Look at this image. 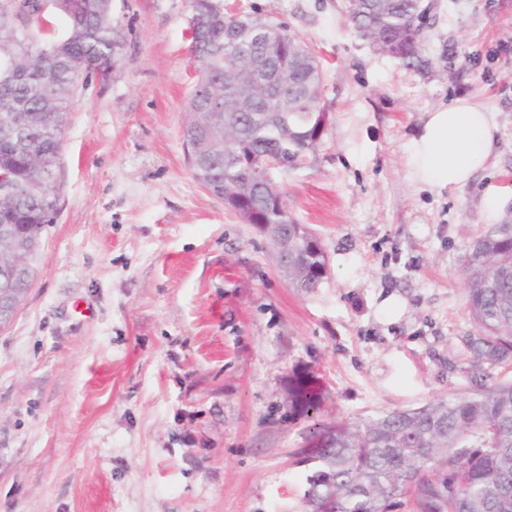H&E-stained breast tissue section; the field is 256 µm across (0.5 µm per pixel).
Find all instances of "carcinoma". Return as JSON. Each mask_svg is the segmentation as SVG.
Segmentation results:
<instances>
[{"mask_svg": "<svg viewBox=\"0 0 512 512\" xmlns=\"http://www.w3.org/2000/svg\"><path fill=\"white\" fill-rule=\"evenodd\" d=\"M40 0H0V224H18L27 243L13 250L0 240V256L21 264L15 287L30 288L38 273L42 231L59 213L54 187L67 113L80 81L98 78L122 49L112 0H53L66 19L47 35ZM419 0H350L349 17L368 29L374 46L401 40L399 58L411 64L421 46L413 27ZM190 13L214 17L187 28L197 63L186 100L183 140L187 150L206 142L215 157L191 167L202 188L219 199L251 180L247 207L269 215L288 207L279 186L266 182L264 160L288 169L310 164L328 121L313 83L320 65L303 38L261 17L224 10L223 0H191ZM280 56L284 87L271 92L256 81L247 58L270 48ZM230 98L235 115L206 101ZM289 283L306 291L322 283L327 256L309 228L288 217ZM512 219L475 238L468 248V307L475 332L465 338L472 366L512 362ZM290 409L305 416L320 463L307 478L310 512H386L394 497L411 491L417 512H512V381L480 385L451 400L397 409L336 428L319 419L321 392L308 374L288 381Z\"/></svg>", "mask_w": 512, "mask_h": 512, "instance_id": "cac0c4a2", "label": "carcinoma"}]
</instances>
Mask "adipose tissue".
<instances>
[{"label": "adipose tissue", "instance_id": "obj_1", "mask_svg": "<svg viewBox=\"0 0 512 512\" xmlns=\"http://www.w3.org/2000/svg\"><path fill=\"white\" fill-rule=\"evenodd\" d=\"M494 113L456 99L429 112L412 141V182L423 189H459L485 170L497 142Z\"/></svg>", "mask_w": 512, "mask_h": 512}]
</instances>
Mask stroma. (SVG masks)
<instances>
[{"mask_svg":"<svg viewBox=\"0 0 512 512\" xmlns=\"http://www.w3.org/2000/svg\"><path fill=\"white\" fill-rule=\"evenodd\" d=\"M224 5L288 26L322 66L316 162L281 182L329 273L290 285L265 236L194 179L190 0H112L119 61L74 98L61 211L0 329V512H308L293 373L317 381L329 425L512 379V364L474 369L463 343L480 198L512 187V0H422L410 65L357 34L347 0ZM456 98L496 113L491 165L418 189L411 142Z\"/></svg>","mask_w":512,"mask_h":512,"instance_id":"1","label":"stroma"}]
</instances>
